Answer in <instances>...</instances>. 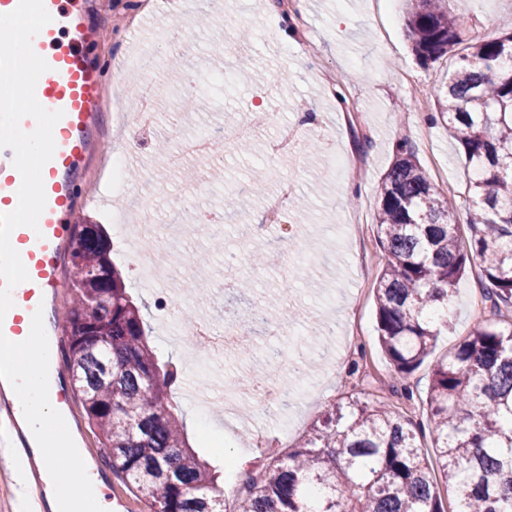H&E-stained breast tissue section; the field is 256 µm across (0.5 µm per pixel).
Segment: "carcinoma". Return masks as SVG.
I'll return each mask as SVG.
<instances>
[{
  "label": "carcinoma",
  "mask_w": 512,
  "mask_h": 512,
  "mask_svg": "<svg viewBox=\"0 0 512 512\" xmlns=\"http://www.w3.org/2000/svg\"><path fill=\"white\" fill-rule=\"evenodd\" d=\"M405 23L421 64L456 52L434 88L433 122L454 133L473 169L459 204L404 141L381 185L379 342L399 376L392 391L410 401L407 379L448 326L472 264L491 284V313L512 308V77L494 80L512 64V28L493 40L466 38L448 0H407ZM69 249L66 368L100 453L151 512H446L417 440L421 425L357 396L329 405L297 449L245 473L225 502L221 472L185 441L171 395L179 375L156 360L101 225H74ZM425 401L456 512H512V321H487L462 337L433 368Z\"/></svg>",
  "instance_id": "1"
}]
</instances>
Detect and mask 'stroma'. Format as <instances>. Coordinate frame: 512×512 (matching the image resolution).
I'll return each instance as SVG.
<instances>
[{"label": "stroma", "instance_id": "obj_1", "mask_svg": "<svg viewBox=\"0 0 512 512\" xmlns=\"http://www.w3.org/2000/svg\"><path fill=\"white\" fill-rule=\"evenodd\" d=\"M98 2L91 16L101 32L97 59L120 74L105 83L107 102L98 108L95 130L99 147L80 173V223L103 225L118 241L112 260L126 276L159 361L181 366L192 358L182 326L187 316L202 315L220 330L261 308L276 326L274 333L255 339L250 357L216 354L205 362L222 376L224 387L234 388L245 378L287 390L285 411L228 422L220 409L203 411L195 405L188 392L204 381L193 370L184 375V391L175 400L182 430L199 457L223 472L225 488H232L244 472L298 446L329 404L351 395L368 402L390 399L413 423H427L421 399L392 395L396 371L377 339L374 287L381 248L375 222L381 183L401 141L414 145L433 181L457 195L467 190L471 170L461 145L445 127L429 121L436 110L434 86L453 68L454 57L428 66L418 62L405 28L403 0H390L385 7L375 0H295L293 14L283 0H177L172 12L149 0ZM451 8L469 35L484 40L500 37L504 21L512 20V0H452ZM268 17L276 18V25L252 27V20ZM231 18L240 26L225 41L224 22ZM176 22L183 25L187 44L179 69L168 65L172 51L166 39ZM287 27L293 38L284 37ZM141 51L153 55L159 87L155 110L161 119L148 132L119 121L138 83L135 70L122 64ZM257 107L273 113L274 125L255 134L249 153L228 142L211 161L186 160L194 182H185L181 170L170 168L153 149L155 140H169L171 126L187 134L231 127ZM304 112L310 118L302 123L298 147L269 161L266 148L276 124L300 123ZM117 150L126 154L128 168L139 171V183L152 200L142 223L156 225L162 234L174 222L197 225L181 252L208 255L210 278L223 273L250 225L261 223L265 201L278 194L284 179L293 187L292 200L305 203L304 210L291 212L296 244L271 228L266 248L282 255L278 267L260 277L242 262L226 287L214 294L196 288L180 314L163 319L155 295L166 281L139 276L135 252L112 222L113 213L130 209L105 174ZM259 170L268 179L261 193L253 194L249 179ZM200 183L208 186V195L196 196ZM228 197L239 202V213L225 217L224 229L206 227L205 215L223 208ZM176 200L183 201L182 210H172ZM240 277L250 278L251 288H237ZM485 286L475 267L459 281L453 320L432 357L412 376V385L426 388L436 361L476 327L474 304ZM260 434L268 447H256ZM86 465L92 475L109 477L105 501L110 512H150L145 497L113 476L102 456L87 458Z\"/></svg>", "mask_w": 512, "mask_h": 512}]
</instances>
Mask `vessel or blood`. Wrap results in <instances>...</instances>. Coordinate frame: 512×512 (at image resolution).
I'll return each instance as SVG.
<instances>
[{"label":"vessel or blood","mask_w":512,"mask_h":512,"mask_svg":"<svg viewBox=\"0 0 512 512\" xmlns=\"http://www.w3.org/2000/svg\"><path fill=\"white\" fill-rule=\"evenodd\" d=\"M44 5L52 20L33 38L32 47L48 69L38 79L35 95L45 109L61 112L62 117L53 130V157L42 169L46 206L38 226L18 227L10 237L28 273L27 281L13 290L14 305L0 321V333L16 342L27 338L38 306L66 286L61 258L79 217L75 186L68 176L80 168L93 146L91 134L103 92L101 68L90 57L91 46L100 39L99 29L86 22L92 0H44ZM20 185L12 150H0V213L17 207ZM17 415L14 396L0 387V456L22 476L27 512H45L49 489L30 452L34 442L21 430Z\"/></svg>","instance_id":"1"}]
</instances>
